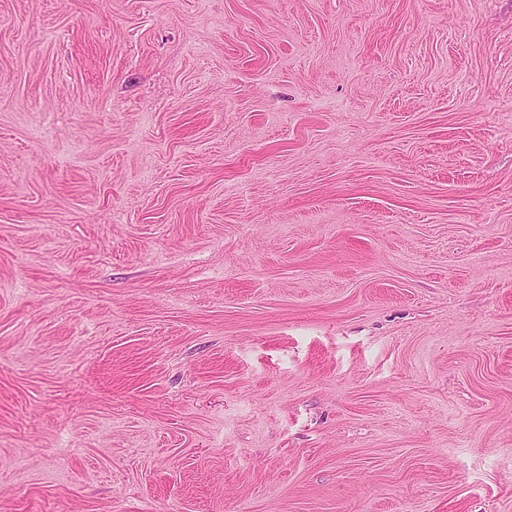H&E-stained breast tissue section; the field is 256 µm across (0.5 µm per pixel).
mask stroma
<instances>
[{"instance_id": "1", "label": "stroma", "mask_w": 512, "mask_h": 512, "mask_svg": "<svg viewBox=\"0 0 512 512\" xmlns=\"http://www.w3.org/2000/svg\"><path fill=\"white\" fill-rule=\"evenodd\" d=\"M0 512H512V0H0Z\"/></svg>"}]
</instances>
